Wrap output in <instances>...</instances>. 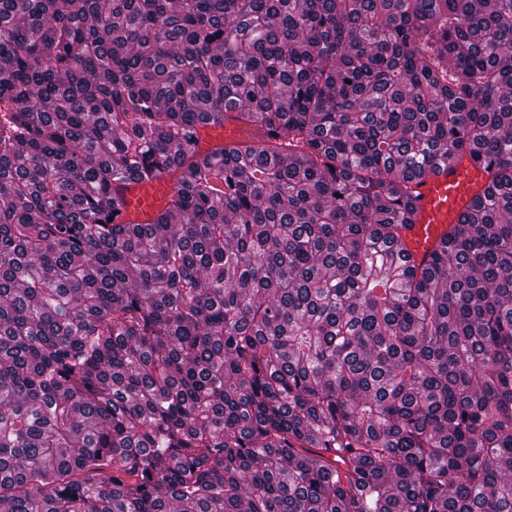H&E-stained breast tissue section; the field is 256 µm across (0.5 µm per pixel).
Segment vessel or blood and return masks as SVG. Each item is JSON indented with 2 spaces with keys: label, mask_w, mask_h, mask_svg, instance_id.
I'll return each mask as SVG.
<instances>
[{
  "label": "vessel or blood",
  "mask_w": 512,
  "mask_h": 512,
  "mask_svg": "<svg viewBox=\"0 0 512 512\" xmlns=\"http://www.w3.org/2000/svg\"><path fill=\"white\" fill-rule=\"evenodd\" d=\"M250 135V128L228 116L223 125L203 129L199 147L204 151L220 145L229 147ZM486 186L482 169L466 159L449 161L439 174L421 179L416 187L417 218L412 228L403 234L399 245L402 254L417 262L429 257ZM173 189L172 181L166 176L149 185L131 184L117 223H149L166 207Z\"/></svg>",
  "instance_id": "obj_1"
}]
</instances>
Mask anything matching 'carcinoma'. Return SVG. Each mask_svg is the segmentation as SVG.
Instances as JSON below:
<instances>
[{"mask_svg":"<svg viewBox=\"0 0 512 512\" xmlns=\"http://www.w3.org/2000/svg\"><path fill=\"white\" fill-rule=\"evenodd\" d=\"M0 512H512V0H0ZM234 111H230L224 117L223 126H208L202 130L199 147L201 151H208L217 146H232L238 140L250 137L252 128L240 125L232 117ZM418 184L417 218L398 246L403 256L409 255L417 263L429 259L440 247L452 225L459 223L487 187V180L478 165L463 159L448 161L447 168ZM173 189V182L168 176L160 177L150 185L131 184L125 193V205L115 223L149 224L167 206Z\"/></svg>","mask_w":512,"mask_h":512,"instance_id":"cac0c4a2","label":"carcinoma"}]
</instances>
